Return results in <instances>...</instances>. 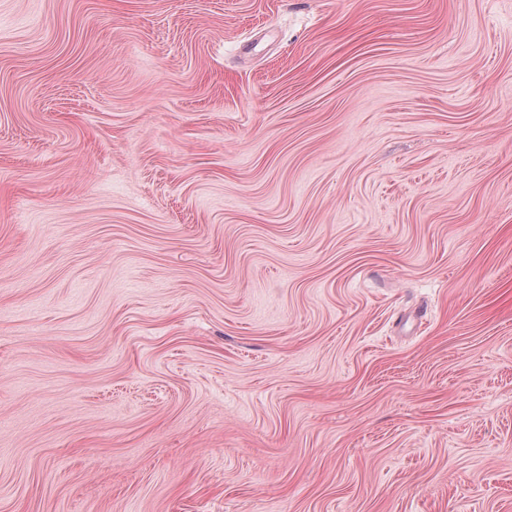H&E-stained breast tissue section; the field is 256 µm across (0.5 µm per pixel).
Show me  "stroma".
<instances>
[{
    "label": "stroma",
    "instance_id": "stroma-1",
    "mask_svg": "<svg viewBox=\"0 0 512 512\" xmlns=\"http://www.w3.org/2000/svg\"><path fill=\"white\" fill-rule=\"evenodd\" d=\"M0 512H512V0H0Z\"/></svg>",
    "mask_w": 512,
    "mask_h": 512
}]
</instances>
